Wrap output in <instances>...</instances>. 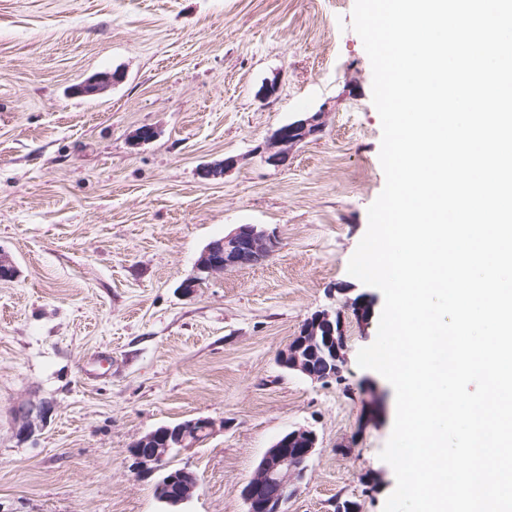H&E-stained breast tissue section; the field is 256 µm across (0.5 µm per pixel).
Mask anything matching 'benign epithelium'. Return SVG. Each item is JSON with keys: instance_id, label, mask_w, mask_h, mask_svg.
<instances>
[{"instance_id": "benign-epithelium-1", "label": "benign epithelium", "mask_w": 512, "mask_h": 512, "mask_svg": "<svg viewBox=\"0 0 512 512\" xmlns=\"http://www.w3.org/2000/svg\"><path fill=\"white\" fill-rule=\"evenodd\" d=\"M116 76L103 74L84 84L83 91L97 94L112 86ZM323 131V118L317 112L303 120L278 128L267 144L268 162L283 165L288 161V149L293 145L315 137ZM278 248L276 237L252 224H244L224 237L211 241L202 251L196 263V273L184 280L180 288L185 294L195 292L194 281L210 277L229 269L255 265L267 260ZM355 318L368 324L373 313V300L363 295L351 302ZM346 336L344 322L338 312L317 311L302 324L297 335L277 353L278 364L297 371L313 381H325L336 377L346 363ZM316 348L325 351L320 364L313 365L310 352ZM49 406L43 402L31 404L19 410L18 434L28 436L45 421ZM217 424L209 418H196L175 425H164L137 437L130 448V468L138 478L159 476L163 483L169 468L173 450H184L196 445L199 435H211ZM318 444L315 431L300 427L281 436L268 449L242 495L247 512H286L288 499L296 485L302 481L308 462ZM184 479L180 499L169 502L172 508L187 503L194 495L198 475L188 469H180Z\"/></svg>"}]
</instances>
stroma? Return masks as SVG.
Masks as SVG:
<instances>
[{
  "instance_id": "stroma-1",
  "label": "stroma",
  "mask_w": 512,
  "mask_h": 512,
  "mask_svg": "<svg viewBox=\"0 0 512 512\" xmlns=\"http://www.w3.org/2000/svg\"><path fill=\"white\" fill-rule=\"evenodd\" d=\"M354 4L0 0V250L17 268L0 281V512H165L129 448L192 418L222 428L171 459L199 477L183 512H246L243 487L299 427L318 444L288 512H383L395 391L356 361L377 322L345 312L340 379L276 361L311 314L384 306L347 272L385 185ZM103 72L117 82L80 93ZM317 112L323 133L269 165L273 132ZM144 126L157 136L136 140ZM242 224L278 250L184 294ZM371 382L381 407L362 403ZM42 401L18 437L17 408ZM50 407L46 403L31 404L21 408L18 414L20 422L18 434L28 436L34 432L39 423L45 421Z\"/></svg>"
}]
</instances>
